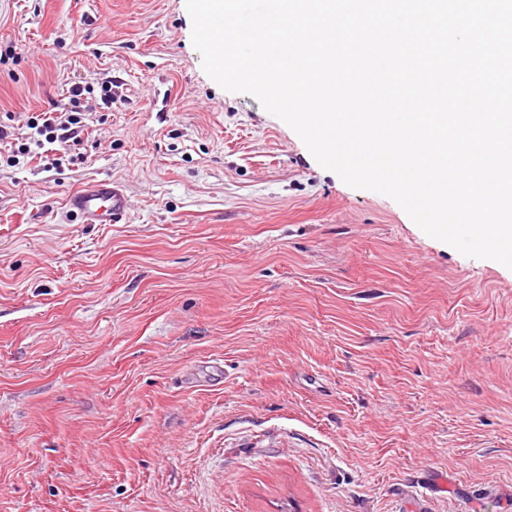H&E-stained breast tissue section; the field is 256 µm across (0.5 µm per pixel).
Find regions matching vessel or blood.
I'll use <instances>...</instances> for the list:
<instances>
[{"mask_svg": "<svg viewBox=\"0 0 512 512\" xmlns=\"http://www.w3.org/2000/svg\"><path fill=\"white\" fill-rule=\"evenodd\" d=\"M67 205L86 224L119 223L130 209L123 188L106 179L89 181L69 197Z\"/></svg>", "mask_w": 512, "mask_h": 512, "instance_id": "b4317fda", "label": "vessel or blood"}]
</instances>
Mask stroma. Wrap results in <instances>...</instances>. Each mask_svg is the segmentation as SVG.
Here are the masks:
<instances>
[{"mask_svg": "<svg viewBox=\"0 0 512 512\" xmlns=\"http://www.w3.org/2000/svg\"><path fill=\"white\" fill-rule=\"evenodd\" d=\"M186 0H0V512H512V269L203 70ZM120 183L118 224L68 197ZM84 91H86V87L75 83L68 89V95L66 96L68 103L61 105L63 107H60V104L56 102L51 105V109L29 117L26 122V127L31 130L27 134L29 136L21 137V141L17 137V142H6L10 143L12 148L14 147L13 154L9 158L14 159L18 154L28 156L31 153V144L43 149L44 140L48 144H54L55 142L67 144L71 140L73 145H78L81 139L80 133L85 126L82 124L84 113L81 110V96ZM41 137H44V140ZM24 140L29 142L23 143ZM17 145V154L14 155Z\"/></svg>", "mask_w": 512, "mask_h": 512, "instance_id": "1", "label": "stroma"}]
</instances>
